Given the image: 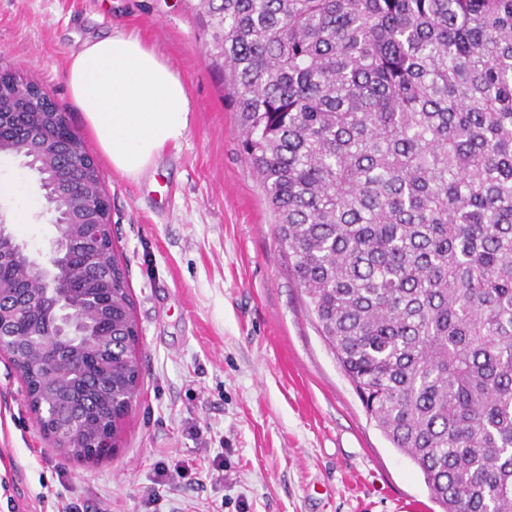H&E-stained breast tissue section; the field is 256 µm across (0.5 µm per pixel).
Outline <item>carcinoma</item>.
<instances>
[{"mask_svg": "<svg viewBox=\"0 0 512 512\" xmlns=\"http://www.w3.org/2000/svg\"><path fill=\"white\" fill-rule=\"evenodd\" d=\"M242 151L319 332L442 512H512V0H199ZM43 377L19 317L34 413L75 411L68 456L139 386L109 299ZM24 260L0 265L17 286Z\"/></svg>", "mask_w": 512, "mask_h": 512, "instance_id": "cac0c4a2", "label": "carcinoma"}]
</instances>
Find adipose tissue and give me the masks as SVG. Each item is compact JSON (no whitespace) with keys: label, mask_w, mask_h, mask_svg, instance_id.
Segmentation results:
<instances>
[{"label":"adipose tissue","mask_w":512,"mask_h":512,"mask_svg":"<svg viewBox=\"0 0 512 512\" xmlns=\"http://www.w3.org/2000/svg\"><path fill=\"white\" fill-rule=\"evenodd\" d=\"M68 76L90 131L125 176H139L188 132L190 105L182 81L136 37L84 42L70 56Z\"/></svg>","instance_id":"adipose-tissue-1"}]
</instances>
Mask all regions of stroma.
<instances>
[{"mask_svg": "<svg viewBox=\"0 0 512 512\" xmlns=\"http://www.w3.org/2000/svg\"><path fill=\"white\" fill-rule=\"evenodd\" d=\"M134 33L183 82L190 127L142 177L112 169L68 88L86 40ZM186 0H0V65L48 88L97 163L139 329L138 396L113 452L69 457L0 356V512H440L322 340L241 152ZM38 176L0 156V212L31 248L56 230Z\"/></svg>", "mask_w": 512, "mask_h": 512, "instance_id": "obj_1", "label": "stroma"}]
</instances>
